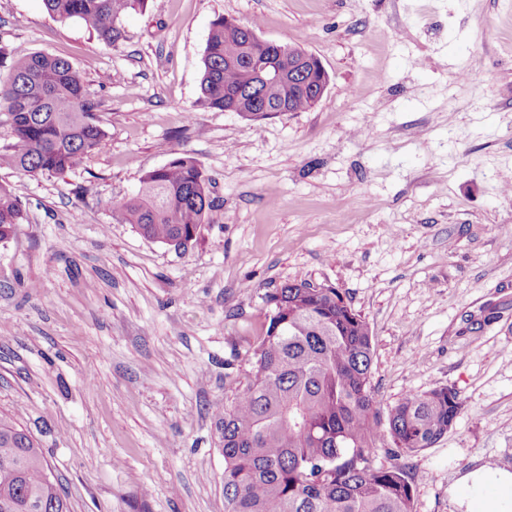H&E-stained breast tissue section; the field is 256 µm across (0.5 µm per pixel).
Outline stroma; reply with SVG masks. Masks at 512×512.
Segmentation results:
<instances>
[{
  "label": "stroma",
  "instance_id": "stroma-1",
  "mask_svg": "<svg viewBox=\"0 0 512 512\" xmlns=\"http://www.w3.org/2000/svg\"><path fill=\"white\" fill-rule=\"evenodd\" d=\"M222 15L317 56L321 101L261 121L201 105ZM123 28L112 47L0 0V75L67 58L107 133L61 175L0 168L26 212L0 243V413L71 512H224L214 414L251 372L266 293L300 281L365 317L381 409L458 392L406 460L416 512H457L474 468L512 471V0H150ZM183 153L217 207L177 251L114 208Z\"/></svg>",
  "mask_w": 512,
  "mask_h": 512
}]
</instances>
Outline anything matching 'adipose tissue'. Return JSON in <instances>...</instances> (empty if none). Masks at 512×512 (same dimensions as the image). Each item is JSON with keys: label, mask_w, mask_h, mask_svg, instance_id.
Listing matches in <instances>:
<instances>
[{"label": "adipose tissue", "mask_w": 512, "mask_h": 512, "mask_svg": "<svg viewBox=\"0 0 512 512\" xmlns=\"http://www.w3.org/2000/svg\"><path fill=\"white\" fill-rule=\"evenodd\" d=\"M468 488L461 504L466 512H512V472L480 467L462 479Z\"/></svg>", "instance_id": "1"}]
</instances>
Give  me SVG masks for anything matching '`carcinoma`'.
Instances as JSON below:
<instances>
[{
  "label": "carcinoma",
  "mask_w": 512,
  "mask_h": 512,
  "mask_svg": "<svg viewBox=\"0 0 512 512\" xmlns=\"http://www.w3.org/2000/svg\"><path fill=\"white\" fill-rule=\"evenodd\" d=\"M50 16L75 19L106 45L124 39L123 18L149 0H43ZM219 16L202 57L201 102L259 121L288 106V83L265 84L253 64L263 52L254 31ZM10 142L0 168L62 174L101 149L105 131L70 61L34 52L0 78V125ZM211 180L190 156L146 173L115 207L146 239L185 249L216 208ZM25 219L21 201L0 184V242ZM265 330L251 348L248 381L229 383L216 411L224 453V512H415L406 464L376 466L384 448L407 458L432 447L462 410L458 393H409L382 423L372 384V335L335 288L284 284L265 296ZM0 512H69L46 456L30 433L0 416Z\"/></svg>",
  "instance_id": "carcinoma-1"
}]
</instances>
